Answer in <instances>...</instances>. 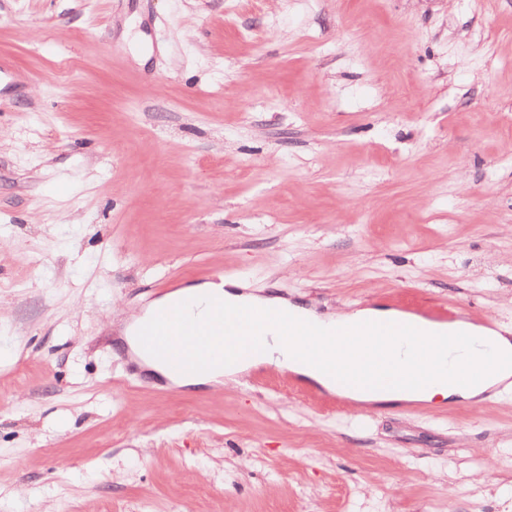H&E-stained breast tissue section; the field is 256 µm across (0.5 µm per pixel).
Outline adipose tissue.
Instances as JSON below:
<instances>
[{"label":"adipose tissue","instance_id":"adipose-tissue-1","mask_svg":"<svg viewBox=\"0 0 512 512\" xmlns=\"http://www.w3.org/2000/svg\"><path fill=\"white\" fill-rule=\"evenodd\" d=\"M187 298L220 299L225 314L250 310L265 318L266 325L262 346L231 368L217 362L199 373L183 375L175 373L166 360L136 349L144 365L179 387L219 385L260 365L288 369L328 392H346L359 403L472 401L488 391L512 385L510 327L492 329L464 320L427 322L423 328L429 334L428 342L406 350L399 337L369 332L371 326L401 320L400 312L364 308L322 317L276 295L244 292L242 283L236 280L190 285L155 299L134 324L128 325L127 343H134L138 324ZM298 325L311 327L314 338L284 340L285 329ZM341 326L347 327V334H338ZM383 371L394 376V384L382 389L370 387V378ZM343 378L355 381V388L342 390L339 381Z\"/></svg>","mask_w":512,"mask_h":512}]
</instances>
